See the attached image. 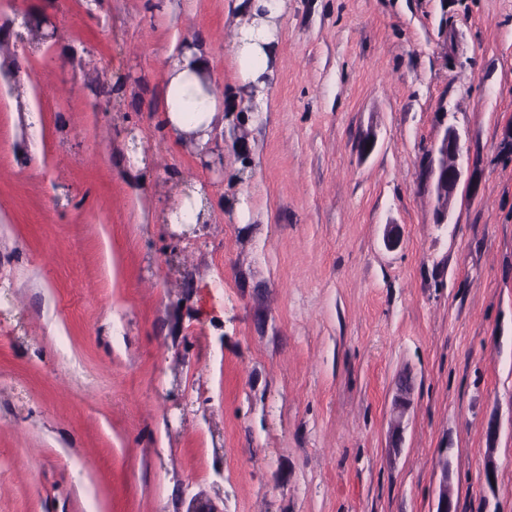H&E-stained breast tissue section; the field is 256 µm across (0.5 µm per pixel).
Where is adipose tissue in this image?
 I'll return each mask as SVG.
<instances>
[{
    "label": "adipose tissue",
    "instance_id": "1",
    "mask_svg": "<svg viewBox=\"0 0 512 512\" xmlns=\"http://www.w3.org/2000/svg\"><path fill=\"white\" fill-rule=\"evenodd\" d=\"M235 6L244 21L232 37L236 76L226 102H218L203 86L209 61L199 45L185 43L168 69L163 125L171 136L200 147L211 139L216 123L230 127L259 122L268 110L266 90L277 77L276 19L286 8L285 0H235ZM221 111L226 114L222 120L217 117Z\"/></svg>",
    "mask_w": 512,
    "mask_h": 512
}]
</instances>
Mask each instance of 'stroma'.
<instances>
[{
    "mask_svg": "<svg viewBox=\"0 0 512 512\" xmlns=\"http://www.w3.org/2000/svg\"><path fill=\"white\" fill-rule=\"evenodd\" d=\"M233 4L0 0V512H512V0H288L240 184L160 124ZM448 146L459 153V136L454 130H446L442 139L435 145L436 160L431 167V176H435L437 184L448 187V199L458 183L461 172L457 166L448 167ZM208 192L202 183L185 190L173 210L166 217L170 224H205L207 222Z\"/></svg>",
    "mask_w": 512,
    "mask_h": 512,
    "instance_id": "obj_1",
    "label": "stroma"
}]
</instances>
